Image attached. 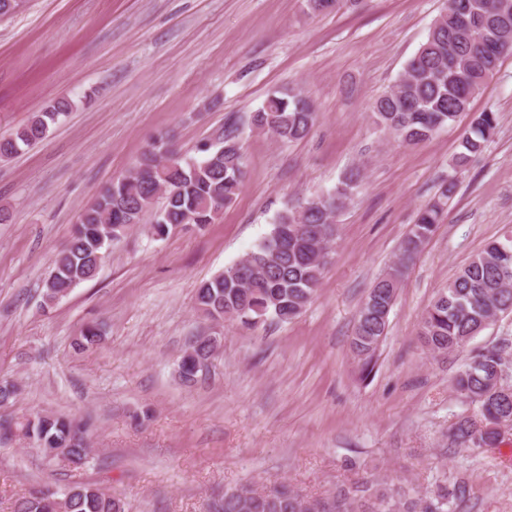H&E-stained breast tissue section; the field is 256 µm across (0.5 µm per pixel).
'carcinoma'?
<instances>
[{"mask_svg":"<svg viewBox=\"0 0 512 512\" xmlns=\"http://www.w3.org/2000/svg\"><path fill=\"white\" fill-rule=\"evenodd\" d=\"M512 53V0H446L426 41L408 60L395 84L373 106L375 123L406 145L431 139L469 111L472 99ZM70 104L58 101L30 118L7 137H0V158H11L43 140L50 126L68 115ZM316 112L298 86L269 93L250 116L252 128L277 141L305 138ZM499 123L496 112L478 114L465 132L463 151L455 166L463 167L482 151ZM164 136L143 152L133 169L100 190L83 209L70 240L56 255L43 285L49 307L67 297L77 285L94 279L112 242L154 211L153 236L164 239L189 225L203 228L221 218L245 179L242 145L235 124L215 129L201 143V157H187L168 148ZM362 174L346 171L336 189L305 200L278 214L270 233L242 260L202 282L195 293L196 308L211 319L254 326L268 319L297 318L315 295L334 241L335 218ZM452 186L420 209L402 245L415 252L444 216ZM399 279L391 272L376 279L359 309L351 339L361 362L362 377L376 364L384 340ZM512 311V233L489 241L439 292L424 311L420 340L431 357L442 360L478 336L501 315ZM101 328L87 325L73 343L77 352L97 345ZM212 346L205 336L192 341L179 367L203 359ZM512 359L505 347L488 346L473 356L454 379V390L475 414L459 417L451 428L452 443L465 450L497 448L501 430L512 426ZM18 386L0 380V408L18 396ZM84 425L55 414L23 420H0V438L17 430L51 460L80 465L89 454ZM466 496L457 480L441 485L424 498L403 486L372 490L366 483L336 491V512H450ZM321 500L309 498L286 483L259 488L240 483L211 500L209 512H323ZM16 512H125L121 496L97 484L79 483L49 495L35 490L17 504Z\"/></svg>","mask_w":512,"mask_h":512,"instance_id":"cac0c4a2","label":"carcinoma"}]
</instances>
